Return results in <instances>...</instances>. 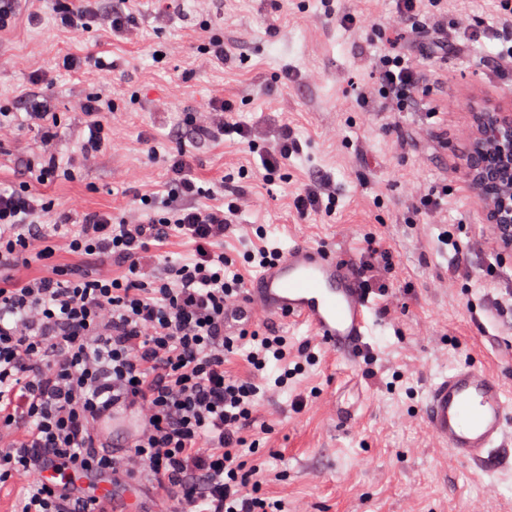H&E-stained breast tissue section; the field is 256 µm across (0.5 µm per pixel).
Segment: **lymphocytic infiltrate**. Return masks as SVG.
<instances>
[{
  "instance_id": "f902f5d3",
  "label": "lymphocytic infiltrate",
  "mask_w": 512,
  "mask_h": 512,
  "mask_svg": "<svg viewBox=\"0 0 512 512\" xmlns=\"http://www.w3.org/2000/svg\"><path fill=\"white\" fill-rule=\"evenodd\" d=\"M130 0L99 13L96 0H57L59 29L80 31L96 20L113 36L132 29ZM421 74L406 55L382 56L375 84L386 112L416 106ZM104 94L85 98L87 134L77 139L82 165L95 164L112 143ZM232 103L217 98L195 116L194 142L244 135ZM39 127L41 151L28 163L29 180L67 175L59 134L46 106L23 122L0 119V139L19 124ZM172 179L166 195L142 198L120 212L80 215L52 211L40 193L0 187V490L6 512H108L76 488H49L46 467L88 475L116 474L158 486L168 512H286L259 492L260 470L240 449L257 426L260 390L252 379L227 374L239 343L255 374L278 373L288 341L275 332L224 331V316L243 292L242 275H227L220 249L245 200L223 186L202 187L185 151L149 149ZM213 197L201 205L202 197ZM191 242L187 260L157 254L170 239ZM91 257L96 271L80 275L58 264L60 254ZM39 272H32V265ZM117 408L138 411L133 439L100 440L99 419Z\"/></svg>"
}]
</instances>
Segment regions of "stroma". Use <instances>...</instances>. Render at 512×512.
I'll list each match as a JSON object with an SVG mask.
<instances>
[{
    "label": "stroma",
    "mask_w": 512,
    "mask_h": 512,
    "mask_svg": "<svg viewBox=\"0 0 512 512\" xmlns=\"http://www.w3.org/2000/svg\"><path fill=\"white\" fill-rule=\"evenodd\" d=\"M137 0L135 36H112L100 24L70 33L56 26L51 0L41 19H19L0 34V113L26 112L44 75L50 110L61 137V162L70 176L33 184L54 207L82 213L121 212L141 194L165 195L163 164L148 162L144 140L160 154L186 148L199 184L217 182L247 195L224 254L238 273L246 249L324 245L357 264L371 247L390 256L375 266L372 290L378 326L365 357L337 358L307 325L277 322L288 338L285 387L257 378L258 416L265 429L245 448L263 473L261 492L284 501L288 512H512V473L492 479L483 469L451 463L421 416L429 386L462 364L488 371L512 399V320L493 316L496 298L512 293V251H491L484 238L482 200L472 191L471 142L483 113H512V66L499 55L497 0H421L414 25L397 22L396 0ZM355 11L377 26L357 29L338 16ZM224 41L231 64L212 61L208 44ZM409 54L424 74V109L391 119L380 110L374 72L389 44ZM162 52L155 61L154 52ZM67 54L102 56L116 63L108 81L92 70L59 69ZM105 92L112 147L90 168L74 165L84 116L78 104ZM230 100L235 119L254 139L238 135L196 144L183 139L188 119L212 98ZM291 128L301 146L280 181H262L259 147L275 127ZM40 152L36 131L0 142V185L19 184L26 163ZM328 177L336 192L331 216L301 220L295 197L313 177ZM434 189L437 214L416 205V193ZM458 225L456 246L441 244ZM467 257L453 268L454 248ZM501 266L496 275L486 268ZM310 344L316 363L299 347Z\"/></svg>",
    "instance_id": "35a3bbf8"
}]
</instances>
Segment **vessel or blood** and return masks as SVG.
Wrapping results in <instances>:
<instances>
[{
    "instance_id": "obj_1",
    "label": "vessel or blood",
    "mask_w": 512,
    "mask_h": 512,
    "mask_svg": "<svg viewBox=\"0 0 512 512\" xmlns=\"http://www.w3.org/2000/svg\"><path fill=\"white\" fill-rule=\"evenodd\" d=\"M374 307L354 263L335 250L296 244L249 279L239 304L243 326L298 321L343 359L358 361L369 348ZM426 428L438 447L469 464L494 467L512 442V402L490 373L460 365L427 390Z\"/></svg>"
}]
</instances>
